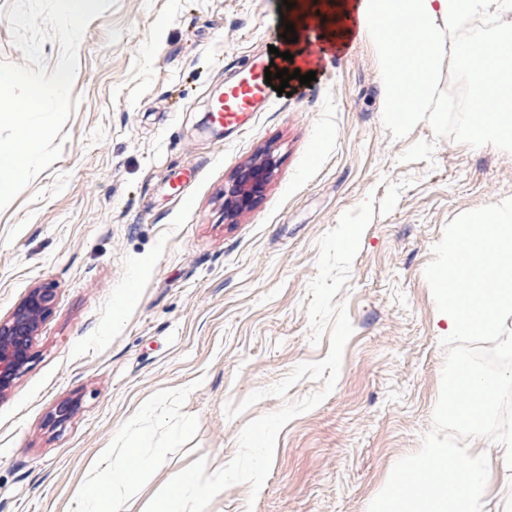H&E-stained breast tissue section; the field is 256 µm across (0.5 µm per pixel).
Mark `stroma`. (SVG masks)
<instances>
[{
    "instance_id": "obj_1",
    "label": "stroma",
    "mask_w": 512,
    "mask_h": 512,
    "mask_svg": "<svg viewBox=\"0 0 512 512\" xmlns=\"http://www.w3.org/2000/svg\"><path fill=\"white\" fill-rule=\"evenodd\" d=\"M281 3L116 0L88 24L62 154L0 210V318L56 288L33 362L0 399V512H77L101 454L134 442L155 465L124 508L144 512L197 459L228 463L249 421L319 390L303 379L225 412L327 356L307 314L317 242L370 194L334 297L354 333L333 391L280 431L258 496L237 484L207 512H368L430 430L448 332L424 269L449 222L512 198V149L472 148L465 113L445 109L394 130L365 33L246 132L205 127L243 62L281 47ZM266 153L263 192L226 218L225 187Z\"/></svg>"
}]
</instances>
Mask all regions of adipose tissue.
<instances>
[{
  "label": "adipose tissue",
  "mask_w": 512,
  "mask_h": 512,
  "mask_svg": "<svg viewBox=\"0 0 512 512\" xmlns=\"http://www.w3.org/2000/svg\"><path fill=\"white\" fill-rule=\"evenodd\" d=\"M316 38L322 46L346 41L354 31L379 40L386 88V111L398 130H406L420 112L437 109L439 68L455 52L476 91L467 142H512V86L505 66L512 64V25L469 31L477 17L512 10V0H315ZM501 376L470 375L449 384L448 403L472 420L475 447L451 445L424 449L398 470L370 512H494L493 472L512 469V440L490 439L483 420L490 411ZM153 461L130 447L104 459L85 487L79 512H122L124 495Z\"/></svg>",
  "instance_id": "ef3b65f1"
}]
</instances>
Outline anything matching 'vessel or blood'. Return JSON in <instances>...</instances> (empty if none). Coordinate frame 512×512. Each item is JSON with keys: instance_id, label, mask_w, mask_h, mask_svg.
I'll return each instance as SVG.
<instances>
[{"instance_id": "1", "label": "vessel or blood", "mask_w": 512, "mask_h": 512, "mask_svg": "<svg viewBox=\"0 0 512 512\" xmlns=\"http://www.w3.org/2000/svg\"><path fill=\"white\" fill-rule=\"evenodd\" d=\"M270 64L262 56L252 57L237 76L224 85L212 112L215 124L227 129H249L257 112L269 104L272 88L265 82L264 70Z\"/></svg>"}]
</instances>
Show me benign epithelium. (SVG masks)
Masks as SVG:
<instances>
[{
    "instance_id": "obj_1",
    "label": "benign epithelium",
    "mask_w": 512,
    "mask_h": 512,
    "mask_svg": "<svg viewBox=\"0 0 512 512\" xmlns=\"http://www.w3.org/2000/svg\"><path fill=\"white\" fill-rule=\"evenodd\" d=\"M274 168L272 158L261 157L243 167L224 189V208L231 216L247 209L261 193ZM56 288L44 283L32 288L9 316L0 319V398L10 392L16 380L34 359L33 343L38 329L51 314Z\"/></svg>"
}]
</instances>
